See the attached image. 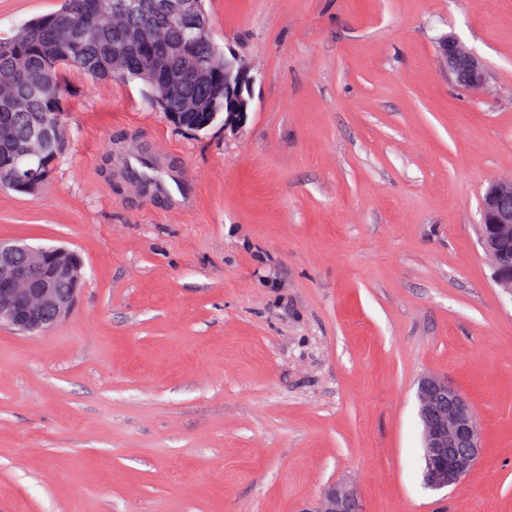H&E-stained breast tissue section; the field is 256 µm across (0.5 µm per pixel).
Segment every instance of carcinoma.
<instances>
[{
    "label": "carcinoma",
    "instance_id": "obj_1",
    "mask_svg": "<svg viewBox=\"0 0 512 512\" xmlns=\"http://www.w3.org/2000/svg\"><path fill=\"white\" fill-rule=\"evenodd\" d=\"M95 0H63L60 10L24 25L17 34L0 42V186L33 192L45 183L43 170H54V159L66 143L49 142L43 149L45 169L35 166L16 171L6 159L28 145L41 130L44 120L65 114L69 92L63 74L71 67L98 79L115 76L112 54L126 61L121 78L150 83L151 52L165 43L191 47V55L212 72L206 85L184 83L166 99L164 112H188V121L206 122L212 113L229 111L224 94V53L208 44H197L174 22L155 21L149 25L143 43L129 45L112 42V29L125 25L118 15L92 36L84 28L90 22ZM68 19L76 35L57 37L59 22Z\"/></svg>",
    "mask_w": 512,
    "mask_h": 512
}]
</instances>
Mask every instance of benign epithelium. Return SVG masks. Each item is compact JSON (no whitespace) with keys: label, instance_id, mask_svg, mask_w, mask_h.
Returning a JSON list of instances; mask_svg holds the SVG:
<instances>
[{"label":"benign epithelium","instance_id":"1","mask_svg":"<svg viewBox=\"0 0 512 512\" xmlns=\"http://www.w3.org/2000/svg\"><path fill=\"white\" fill-rule=\"evenodd\" d=\"M197 0H135L134 10L149 21L163 15L198 33L208 21ZM439 52L456 85L476 92L487 80L483 60L460 41L444 35ZM181 80H207L205 70L187 66ZM176 78V79H178ZM176 79H164L161 90ZM254 77L249 61L237 53L224 56V89L232 101L224 129L238 131L249 117ZM481 242L494 261V281L512 295V181H492L481 201ZM83 261L74 251L56 246H31L0 240V326L38 335L67 317L77 301ZM418 415L423 436V486L442 490L459 486L475 470L482 447L474 411L468 400L437 375L422 377L417 386ZM311 512H361L356 488L334 485Z\"/></svg>","mask_w":512,"mask_h":512}]
</instances>
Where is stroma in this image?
<instances>
[{
	"label": "stroma",
	"instance_id": "35a3bbf8",
	"mask_svg": "<svg viewBox=\"0 0 512 512\" xmlns=\"http://www.w3.org/2000/svg\"><path fill=\"white\" fill-rule=\"evenodd\" d=\"M62 0H0V40ZM254 68L237 136L175 126L138 80L76 69L51 179L0 187V238L84 262L72 314L0 328V512H512V297L480 237L512 179V0H203ZM486 62L456 86L442 35ZM166 151L183 209L111 180ZM482 452L422 484L420 376ZM361 504L356 488L347 485H334L327 489L313 510L306 512H360Z\"/></svg>",
	"mask_w": 512,
	"mask_h": 512
}]
</instances>
